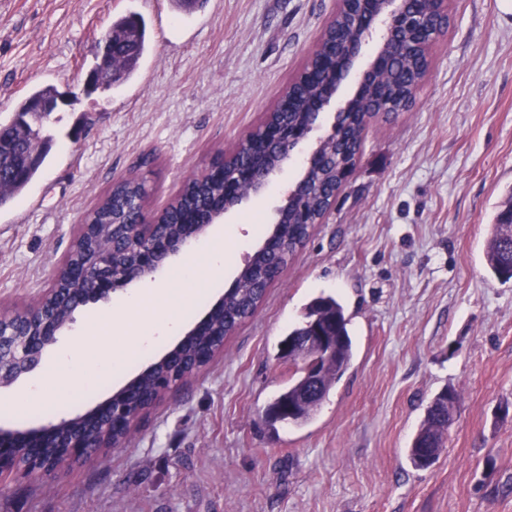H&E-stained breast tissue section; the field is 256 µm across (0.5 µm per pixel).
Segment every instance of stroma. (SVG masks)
<instances>
[{"mask_svg": "<svg viewBox=\"0 0 512 512\" xmlns=\"http://www.w3.org/2000/svg\"><path fill=\"white\" fill-rule=\"evenodd\" d=\"M202 28L182 27L172 0H0V113L48 82L70 99L38 178L0 209V313L39 299L83 222L113 183L139 173L146 207H166L195 171L231 152L314 51L336 0H199ZM135 12L149 53L139 74L86 93L97 45ZM412 108L367 125L355 174L266 291L255 314L136 422L48 475L0 478V512H512V281L494 278L485 247L512 196V0H448ZM151 166H140L145 154ZM303 150L267 192L224 216L233 233L225 284L263 243ZM180 257L163 314L210 290L206 251L193 282ZM350 319L354 357L314 418L271 434L262 413L294 370L279 354L319 295ZM79 307L59 348L74 372L50 371L42 407L0 417L35 428L84 414L119 391L90 385L97 348L126 350L130 331L99 332ZM460 398L446 446L428 469L408 450L434 396Z\"/></svg>", "mask_w": 512, "mask_h": 512, "instance_id": "35a3bbf8", "label": "stroma"}]
</instances>
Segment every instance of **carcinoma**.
Listing matches in <instances>:
<instances>
[{
	"mask_svg": "<svg viewBox=\"0 0 512 512\" xmlns=\"http://www.w3.org/2000/svg\"><path fill=\"white\" fill-rule=\"evenodd\" d=\"M134 39L137 55L124 58L119 68L124 79L132 77L138 69L140 59L147 53V31L144 19L137 14L120 17L112 22L107 33L108 39L121 40L126 36ZM360 37V26L357 17V5L351 4L339 8L326 28L322 41L327 49L314 50L308 58L300 76L297 88L290 99L287 109L275 114L272 123L277 127L293 128L308 119L310 106L314 99L333 86L334 75L330 59L336 51L343 49L342 42L347 39ZM395 44L391 45L390 62L383 77L382 86L386 93L367 99L366 104L356 105L348 112L337 115V125L343 131L344 143L333 148L340 155L346 151L355 153L360 147L363 131V113L361 107L385 112H404L411 108L416 91L424 80L429 64L427 55L430 49L418 46V41L404 31L394 34ZM58 91L52 84L35 87L23 100L17 103L13 115L8 118L0 117V128L6 131H17V118L24 114L30 105L40 99L57 96ZM27 133L40 143L39 162L25 169L22 176L12 181L0 184V207L22 195L40 174L52 150L53 135L47 126L29 129ZM241 160L249 167L259 171H269L280 161V151L270 147L267 131L263 125H258L252 132L247 144L241 149ZM306 184L312 193L305 202L288 208L283 215L284 228L288 230V241L283 244L279 254H273L265 249H258L244 264L232 289L224 294V318L215 321L217 329L227 327L228 321L237 317L251 316L264 294V284L260 282V274L269 278L277 276L280 268L287 265L288 258L303 245L309 236V228L316 224L322 216L328 201L320 198L326 190L340 186L338 169L331 165H314L305 175ZM224 195V173H216L202 185L192 184L172 203L174 216L166 227L167 235L171 238H187L192 235L190 224L185 222L181 214L190 211L199 213L212 207L213 203ZM145 196L142 181L132 177L117 183L105 197L101 205L90 216L94 224H112V238L115 246L112 248V273H125L133 270L140 263V250L131 244L126 234L131 208L135 201ZM502 214H497L492 236L487 244L485 259L490 271L504 282L512 280V234L501 223ZM103 241L92 243L91 239L75 242L70 252L72 263L77 266L85 265L94 253V248L101 247ZM76 306L68 301L58 302L51 306L47 314L55 321L65 325L71 318ZM329 319L336 326L335 354L329 362H320L318 367L319 397L304 398L311 384V373L308 362L297 366L273 406L288 404V415L285 418L277 414L267 415L270 426L284 423L300 427L308 423L322 401L329 395L335 384L347 370L353 357V341L348 331L349 319L343 306L332 296L319 297L308 307L305 321L294 327L288 338L298 339L309 332L314 323ZM143 385V394L151 397L169 386L170 369L164 365H155L147 374ZM458 393L447 388L437 395L428 407L425 419L416 434L409 459L414 467L426 469L433 465L442 451L448 422L451 419Z\"/></svg>",
	"mask_w": 512,
	"mask_h": 512,
	"instance_id": "carcinoma-1",
	"label": "carcinoma"
}]
</instances>
